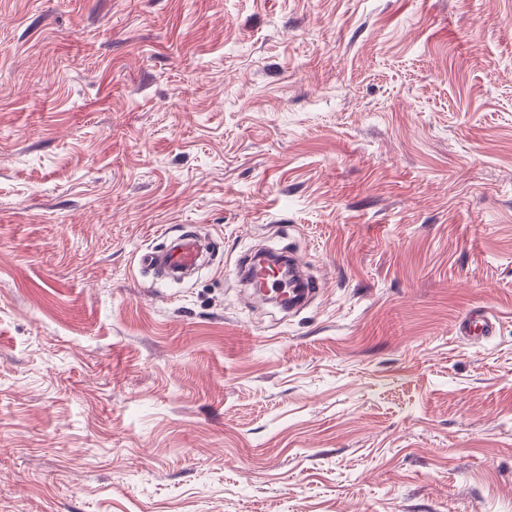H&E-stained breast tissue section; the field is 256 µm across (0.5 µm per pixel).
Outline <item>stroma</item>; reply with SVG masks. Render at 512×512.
Instances as JSON below:
<instances>
[{"label":"stroma","instance_id":"35a3bbf8","mask_svg":"<svg viewBox=\"0 0 512 512\" xmlns=\"http://www.w3.org/2000/svg\"><path fill=\"white\" fill-rule=\"evenodd\" d=\"M0 512H512V0H0ZM201 243L198 237L185 232L170 238L162 249L151 248L143 252L139 263L143 269L157 268L169 277H181L196 268L200 260ZM255 287L257 286L261 292L269 295H276L288 290V309L298 307L304 303L307 297H311L320 292L321 285L317 279H302L299 286L293 287V283L288 281V288L285 283L280 280L276 273L270 269H260L254 272ZM496 329L497 323L491 315H480L472 310L464 312L457 323L461 336H493Z\"/></svg>","mask_w":512,"mask_h":512}]
</instances>
